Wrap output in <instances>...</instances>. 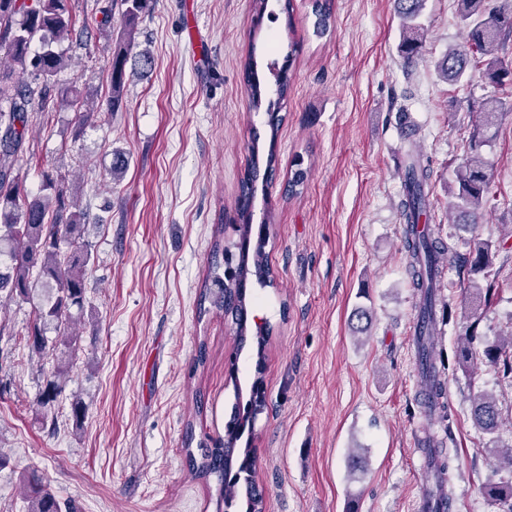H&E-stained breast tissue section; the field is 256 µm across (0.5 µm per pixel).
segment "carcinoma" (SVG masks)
<instances>
[{
    "label": "carcinoma",
    "instance_id": "obj_1",
    "mask_svg": "<svg viewBox=\"0 0 512 512\" xmlns=\"http://www.w3.org/2000/svg\"><path fill=\"white\" fill-rule=\"evenodd\" d=\"M151 0H121L124 29L118 49L112 58L110 104L121 103L125 88L127 56L135 46V28ZM425 0H394L396 14L403 21L404 37L401 52L407 62L417 57L425 42V30L418 22ZM313 33L321 38L331 32L333 17L324 0H313ZM457 19L466 32L465 44L448 49L435 62L440 75L451 84L467 78L472 70H479L489 83L501 86L512 80V60L499 54V47L512 38V0H457ZM74 26L68 0H0V45L4 46L11 66H0V242L8 250L0 249V257L9 263L0 265V296L10 300L28 301L37 286L47 288V296L36 306L35 317L18 340L42 361L56 356L51 372L38 398L41 423L56 425L59 410L56 402L69 377L70 360L77 340L76 325L86 301V275L91 252L84 240V212L73 209L67 201V190L48 175L41 191L30 196L21 190L12 176L18 161L26 132L29 112L38 105L49 110L55 76L64 68L65 60L53 44L66 38ZM42 42V50L30 52L34 38ZM32 81H27V78ZM40 85L34 87L32 82ZM506 102L491 97L481 104L482 119L474 129L465 153L457 166L455 183L448 186V211L455 223L474 233L469 253L461 266L466 268L468 281L489 280L493 271V257L505 246L504 240H492L475 235L488 205V161L483 147L494 136ZM252 166L240 182L236 215L240 225L239 242L235 248L216 244L211 259V286L203 289L200 304L210 305L224 312L234 325L238 346L247 341L256 345L257 361H262L269 334L267 326H250L243 321V311L249 307L246 289L242 284L255 281L267 287L274 277L267 262V236L253 233L251 205L258 181L274 179L277 157L274 149L266 156L252 147ZM303 160L296 161V170L288 179V194L300 193L307 179ZM429 169L419 157L408 166L404 180V198L400 208L404 219L403 248L412 286L419 295L420 336L416 339L420 375L418 402L424 413L431 415L441 408L447 417L446 406L439 405L444 398V382L436 369L431 337L427 336L435 321V288L440 276L438 259L448 255V262L457 261L451 246L429 230L420 233L417 225L426 214L428 199L426 186ZM54 325L58 336H47L49 325ZM457 365L465 371L474 370L480 363L499 369L504 376L512 374V335L482 344L478 348L473 339L462 342L456 351ZM227 383L232 385L235 402L226 424L224 440L210 442L195 440L193 427L185 436V453L189 467L197 476L215 477L218 485V508L230 512L243 508L245 512H262V493L253 478L255 451L252 448V430L256 416L265 407L260 391L249 393L243 399L237 376V367L230 364ZM472 419L479 429L492 432L502 423L501 413L488 394L479 395L474 402ZM244 447H238L239 442ZM22 497L27 512H62V503L50 485L36 471L20 476ZM485 494L500 507V512H512V483L504 485L494 480L483 487Z\"/></svg>",
    "mask_w": 512,
    "mask_h": 512
}]
</instances>
